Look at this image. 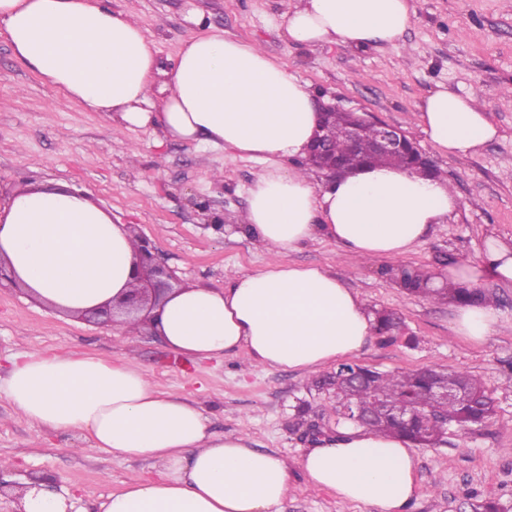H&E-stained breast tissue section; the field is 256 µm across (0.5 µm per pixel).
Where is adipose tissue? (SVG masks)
Returning a JSON list of instances; mask_svg holds the SVG:
<instances>
[{
	"label": "adipose tissue",
	"instance_id": "1",
	"mask_svg": "<svg viewBox=\"0 0 512 512\" xmlns=\"http://www.w3.org/2000/svg\"><path fill=\"white\" fill-rule=\"evenodd\" d=\"M411 0H299L286 17L298 45L395 43ZM0 29L15 56L68 97L118 127L228 148L267 163L249 189L251 233L280 252L322 236L362 259H396L456 208L447 180L368 166L316 187L304 156L320 123L317 101L285 67L252 43L209 33L183 46L168 87L143 30L109 0H0ZM420 127L441 153H477L497 128L473 96L444 86L419 107ZM138 238L86 195L64 185L25 187L0 203V260L23 289L74 315L135 286ZM512 288V245L494 242L478 263L448 270L449 281ZM498 321L490 306L454 319L480 341ZM158 336L176 353H245L256 366L314 372L359 352L372 320L359 294L317 267L280 262L238 272L224 287L186 284L154 311ZM0 394L27 420L81 432L107 455L152 462L155 475L127 482L102 512H278L288 495L287 458L210 433L193 402L159 391L128 357L29 353L0 376ZM409 442L347 426L312 443L300 460L309 484L342 500L410 512L421 494ZM25 512H87L83 497L36 480L21 483Z\"/></svg>",
	"mask_w": 512,
	"mask_h": 512
}]
</instances>
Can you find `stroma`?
<instances>
[{
  "label": "stroma",
  "instance_id": "35a3bbf8",
  "mask_svg": "<svg viewBox=\"0 0 512 512\" xmlns=\"http://www.w3.org/2000/svg\"><path fill=\"white\" fill-rule=\"evenodd\" d=\"M138 24L161 70L172 72L189 38L204 33L247 41L286 66L315 98L398 127L441 170L457 198L437 224L403 256L405 264L438 276L478 260L491 241L512 242V0H413L414 14L392 44L301 46L285 32L293 0H111ZM476 94L498 136L467 157L441 154L419 126L417 107L436 86ZM262 163L229 149L163 138L153 129L111 131L92 112L27 69L0 32V191L63 182L88 193L113 221L135 225L159 262L182 283L212 288L226 274L255 272L274 262L317 266L358 292L366 310L388 309L404 320L412 343L372 337L349 362L401 372L424 367L479 377L495 401L485 423L454 430L442 442L417 447L422 488L413 512H469L471 494L512 512V289L488 281L481 289L498 322L473 342L455 334V302L410 296L383 274L385 260L361 262L328 239L286 252L259 244L242 222L248 190ZM78 353L110 360L133 352L134 364L166 393L199 401L214 433H239L252 447L287 457L291 489L278 512H378L312 488L299 461L310 441L292 415L308 401L333 424L326 395L310 390L311 374L250 366L243 354L200 359L172 352L154 333L126 335L62 316L22 290L0 287V372L28 352ZM79 433L31 424L0 396V461L21 481L41 475L72 491H89V512L150 462L75 451Z\"/></svg>",
  "mask_w": 512,
  "mask_h": 512
}]
</instances>
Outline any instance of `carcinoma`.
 Listing matches in <instances>:
<instances>
[{
	"label": "carcinoma",
	"instance_id": "cac0c4a2",
	"mask_svg": "<svg viewBox=\"0 0 512 512\" xmlns=\"http://www.w3.org/2000/svg\"><path fill=\"white\" fill-rule=\"evenodd\" d=\"M349 121L350 113L339 109L324 113L321 121L328 135L334 138L332 152L336 155L338 175L372 164L368 159L359 160L350 155L345 138ZM384 273L411 295H423L435 301L450 299L465 306L480 304L486 299L479 289L462 285L430 288L428 276L413 266L390 265L384 269ZM375 331L384 341L395 342L404 337V324L395 313L382 311L377 313ZM406 341H411V338H406ZM434 375L446 376L448 380L460 383L468 392V400L458 402L432 396L429 380ZM311 386L328 392L339 423L349 422L348 412L358 409L370 416L381 405L411 407L416 417L409 423L376 418L364 424V427L385 436H402L420 444L439 442L451 428L465 429L481 424L495 413L494 399L479 379L465 373H446L432 368L386 373L349 363L344 371L338 369L327 377L312 380Z\"/></svg>",
	"mask_w": 512,
	"mask_h": 512
}]
</instances>
